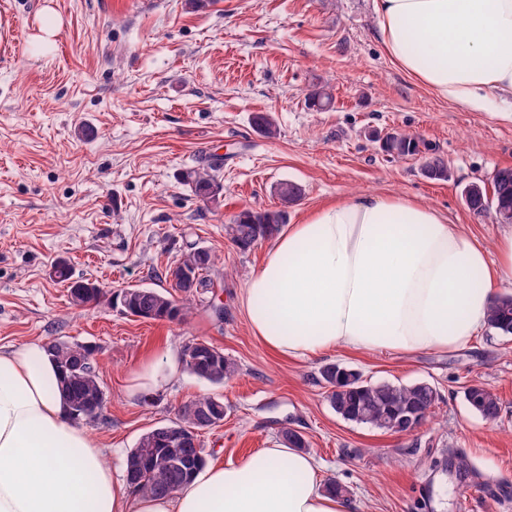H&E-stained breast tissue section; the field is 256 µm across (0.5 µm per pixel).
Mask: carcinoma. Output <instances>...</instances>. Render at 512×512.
Returning <instances> with one entry per match:
<instances>
[{"label": "carcinoma", "mask_w": 512, "mask_h": 512, "mask_svg": "<svg viewBox=\"0 0 512 512\" xmlns=\"http://www.w3.org/2000/svg\"><path fill=\"white\" fill-rule=\"evenodd\" d=\"M255 128L267 138L277 135L272 118L266 113L252 117ZM384 150L394 160L418 156L423 160L426 176L433 180L447 181L451 171L444 158L427 143H422L409 132H399ZM216 165L209 163L187 169L180 174V180L189 186L194 194L205 203H219L224 186L215 175ZM282 208L253 212L244 210L233 221L224 225L225 235L242 251L255 243L271 238L285 223L286 208L302 196V188L293 182H283L276 188ZM465 201L476 214L487 211L495 217H512V167L495 171L491 189L481 185L477 189H465ZM216 255L206 247L193 246L176 263L166 269V277L172 287L180 293L176 298L170 293H162L153 288H125L113 293L111 304L118 306L128 315H138L151 320H178L187 311V303L198 290L213 285L211 273ZM53 277L68 284L72 289L71 300L79 306H94L103 296L99 285L73 280L70 264L59 259L52 265ZM488 327L501 336H512V294L497 298L489 316ZM48 352L56 362L62 377V393L75 419L86 417L87 407L98 403L103 396L99 382L98 363L93 349L78 342L57 340L47 345ZM218 371L213 375L196 374V377L212 384H221L236 373L235 363L218 352ZM322 380L329 387L327 394L332 409L343 420L366 425L380 430H388L391 421L409 420L408 431L415 430L430 417L439 400L437 388L427 381L410 385H395L388 382H371L363 375L338 363L324 365L320 370ZM468 407L483 419L494 421L499 417V398L486 386L474 383L464 390ZM205 406L219 419H224V402L217 396H195L180 404L175 411V419L167 424L146 432L133 448L126 461V478L144 494L165 496L173 493L186 483L198 470V466L181 473L160 465L152 460L165 453H171L179 444L178 435L182 432L199 430L198 408ZM280 442L304 449L307 442L296 430L284 427L280 431Z\"/></svg>", "instance_id": "carcinoma-1"}]
</instances>
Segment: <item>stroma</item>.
I'll return each mask as SVG.
<instances>
[{
    "label": "stroma",
    "mask_w": 512,
    "mask_h": 512,
    "mask_svg": "<svg viewBox=\"0 0 512 512\" xmlns=\"http://www.w3.org/2000/svg\"><path fill=\"white\" fill-rule=\"evenodd\" d=\"M60 24L39 44L40 20ZM326 86L330 109L307 97ZM266 113L278 134L257 132ZM419 135L443 154L450 181L418 158L390 160L379 138ZM216 163L224 195L204 205L183 170ZM512 167V122L464 110L418 83L387 54L373 0H0V346L55 339L94 347L107 406L86 421L111 464L198 394L224 400V421L202 432L207 461L272 447L282 425L300 432L326 481L365 512H512V336L484 331L468 346L409 356L339 349L285 360L253 336L241 290L269 243L239 250L224 226L240 211L286 208L296 224L339 197L398 193L445 213L485 245L499 224L475 215L462 191ZM292 181L300 200L282 206ZM197 244L219 261L213 288L176 321L129 316L108 302L72 303L51 275L67 259L105 290L162 289L164 272ZM204 341L236 364L213 385L180 368L151 400L127 380L147 355ZM341 363L364 379L427 381L440 400L406 434L344 421L319 370ZM485 383L501 414L472 412L463 391ZM465 456L497 501L465 490Z\"/></svg>",
    "instance_id": "stroma-1"
}]
</instances>
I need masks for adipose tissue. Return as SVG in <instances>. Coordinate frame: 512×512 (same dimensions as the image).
Masks as SVG:
<instances>
[{"label": "adipose tissue", "instance_id": "1", "mask_svg": "<svg viewBox=\"0 0 512 512\" xmlns=\"http://www.w3.org/2000/svg\"><path fill=\"white\" fill-rule=\"evenodd\" d=\"M388 55L471 111L512 100V0H374ZM512 284V226L488 250L435 207L396 194L345 196L280 227L241 302L251 332L286 359L337 348L408 355L462 348ZM140 361L129 388L177 373ZM330 493L312 454L283 444L209 463L177 492H139L76 424L41 342L0 349V512H361Z\"/></svg>", "mask_w": 512, "mask_h": 512}]
</instances>
